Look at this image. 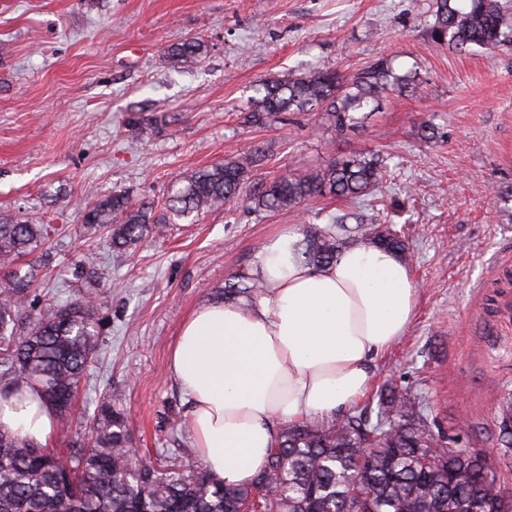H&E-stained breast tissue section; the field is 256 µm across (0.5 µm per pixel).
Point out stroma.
Masks as SVG:
<instances>
[{
	"instance_id": "obj_1",
	"label": "stroma",
	"mask_w": 512,
	"mask_h": 512,
	"mask_svg": "<svg viewBox=\"0 0 512 512\" xmlns=\"http://www.w3.org/2000/svg\"><path fill=\"white\" fill-rule=\"evenodd\" d=\"M434 3L0 0V212L57 227L28 256L50 285L32 289L26 309L72 298L84 257L100 258V351L51 447L68 448L107 395L130 415L135 455L194 458L186 398L168 373L182 322L253 269L277 228L355 211L401 231L418 290L406 335L372 364L367 401L394 381L449 447L489 452L512 493V458L497 452L499 400L512 393V49L434 43ZM189 38L203 59L177 68L167 49ZM380 58L420 88L387 93L358 133L326 130L317 112L248 119L265 78L351 74ZM427 124L441 139H422ZM252 149L263 154L257 182L355 150L381 155L387 175L357 205L315 198L273 214L239 202L132 253L82 228L84 207L105 194L160 208L172 175Z\"/></svg>"
}]
</instances>
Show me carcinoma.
<instances>
[{
    "instance_id": "obj_1",
    "label": "carcinoma",
    "mask_w": 512,
    "mask_h": 512,
    "mask_svg": "<svg viewBox=\"0 0 512 512\" xmlns=\"http://www.w3.org/2000/svg\"><path fill=\"white\" fill-rule=\"evenodd\" d=\"M430 38L460 52L472 46L512 48V10L500 0H436ZM203 48L185 40L167 55L183 68L201 61ZM409 85L389 60L347 76L316 68L269 77L253 87L249 112L260 122L281 112L322 113L326 129L344 135L378 110L385 93ZM259 153L249 151L177 174L164 213L133 204L115 192L84 209L83 228L103 232L116 252L134 251L143 239L166 235L175 220L219 210L247 191ZM382 159L361 150L303 174L281 175L246 197L255 212L288 211L315 197L360 200L386 177ZM52 225L0 213V379L38 389L67 419L89 364L98 352L99 312L93 301L96 257L81 271L84 294L52 302L31 315L27 296L40 268L18 261L45 244ZM348 244L391 247L409 261L403 236L358 213L334 216L327 227L310 225L297 258L314 268L336 262ZM262 280L238 273L224 282V298H249ZM377 408L365 406L331 423L286 422L249 486L214 480L203 463L130 454L128 417L112 401L98 405L96 426L76 437L67 454L32 446L0 430V512H238L239 503L263 487L255 512H499V481L480 451L445 445L428 415L397 387L381 389ZM500 445L512 453V394L499 402Z\"/></svg>"
}]
</instances>
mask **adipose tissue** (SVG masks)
<instances>
[{
  "label": "adipose tissue",
  "instance_id": "1",
  "mask_svg": "<svg viewBox=\"0 0 512 512\" xmlns=\"http://www.w3.org/2000/svg\"><path fill=\"white\" fill-rule=\"evenodd\" d=\"M301 234L275 231L256 255L264 287L244 303H206L181 326L169 370L187 397L192 448L210 475L250 484L274 446L275 421H330L367 391L373 359L409 329L418 294L409 264L369 245L316 270ZM57 415L36 389H0V429L36 446Z\"/></svg>",
  "mask_w": 512,
  "mask_h": 512
}]
</instances>
